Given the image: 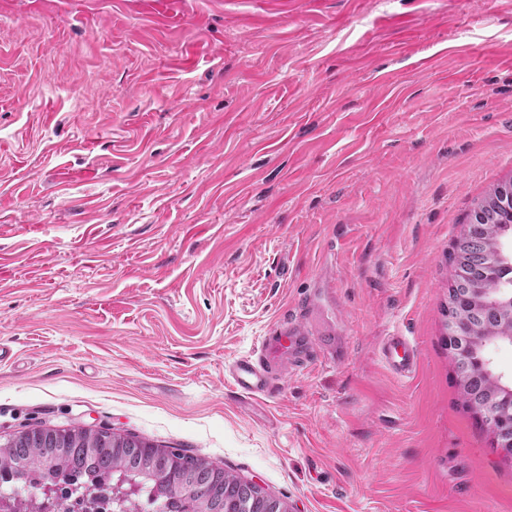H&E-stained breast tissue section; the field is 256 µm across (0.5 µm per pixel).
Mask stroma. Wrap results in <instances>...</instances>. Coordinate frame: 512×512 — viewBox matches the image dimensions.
I'll list each match as a JSON object with an SVG mask.
<instances>
[{
  "label": "stroma",
  "instance_id": "35a3bbf8",
  "mask_svg": "<svg viewBox=\"0 0 512 512\" xmlns=\"http://www.w3.org/2000/svg\"><path fill=\"white\" fill-rule=\"evenodd\" d=\"M179 10L0 0V439L133 434L288 512H512L446 316L454 242L512 181V0ZM290 318L339 360L238 392ZM380 354L388 368L400 377L412 374L417 365V352L408 336L392 332L380 345Z\"/></svg>",
  "mask_w": 512,
  "mask_h": 512
}]
</instances>
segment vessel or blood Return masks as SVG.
<instances>
[{
  "label": "vessel or blood",
  "mask_w": 512,
  "mask_h": 512,
  "mask_svg": "<svg viewBox=\"0 0 512 512\" xmlns=\"http://www.w3.org/2000/svg\"><path fill=\"white\" fill-rule=\"evenodd\" d=\"M320 341L308 330L292 322H283L264 337L257 355L243 356L228 367L233 386L249 396L269 392L268 379L273 368L298 362L312 353ZM383 362L398 376L412 374L417 365V352L409 339L401 333L386 336L380 345Z\"/></svg>",
  "instance_id": "obj_1"
}]
</instances>
